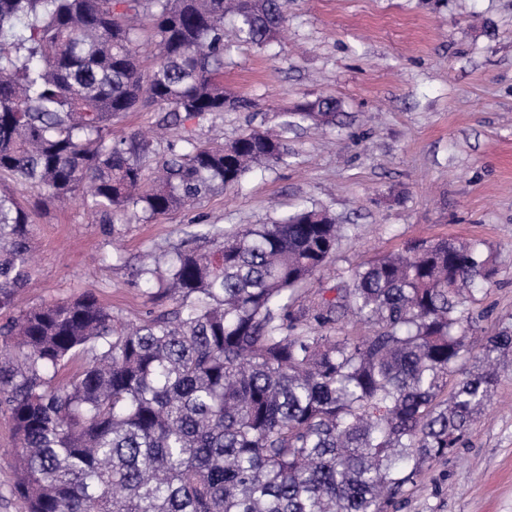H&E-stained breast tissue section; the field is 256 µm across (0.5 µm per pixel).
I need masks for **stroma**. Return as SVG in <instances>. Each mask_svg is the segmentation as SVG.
Segmentation results:
<instances>
[{"label": "stroma", "mask_w": 512, "mask_h": 512, "mask_svg": "<svg viewBox=\"0 0 512 512\" xmlns=\"http://www.w3.org/2000/svg\"><path fill=\"white\" fill-rule=\"evenodd\" d=\"M286 16L262 47L224 24V90L248 109L170 127L141 110L117 128L146 135L153 160L187 134L217 146L277 126L281 113L318 97L340 101L335 127L286 132L288 165L149 221L101 224L81 200L61 203L1 175L0 190L34 208L32 281L17 310L91 291L114 316L139 322L159 309L134 275L146 251H170L214 224H272L314 203L354 231L305 285V306L362 262L448 237L495 257L499 273L471 310L486 334L512 331V0H288ZM15 446L0 408V512H26L14 492ZM388 512H512V366L501 367L464 444Z\"/></svg>", "instance_id": "35a3bbf8"}]
</instances>
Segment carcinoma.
I'll use <instances>...</instances> for the list:
<instances>
[{
  "label": "carcinoma",
  "mask_w": 512,
  "mask_h": 512,
  "mask_svg": "<svg viewBox=\"0 0 512 512\" xmlns=\"http://www.w3.org/2000/svg\"><path fill=\"white\" fill-rule=\"evenodd\" d=\"M263 46L283 0H0V172L78 195L102 224L158 218L258 167L288 164L283 138L189 137L155 162L112 127L138 107L200 118L224 95V19ZM150 21L146 68L132 21ZM317 98L281 127L336 125ZM33 213L0 193V407L18 441L27 512H387L464 441L512 356L478 335L480 244L421 240L359 266L309 309L302 285L352 234L320 207L187 243L138 274L172 308L126 327L88 291L11 314L27 285ZM351 316L369 336L333 335ZM84 366L54 380L78 353ZM470 362L473 369L463 370Z\"/></svg>",
  "instance_id": "cac0c4a2"
}]
</instances>
